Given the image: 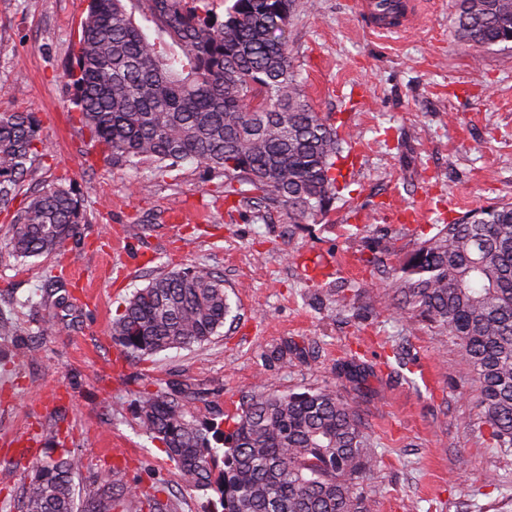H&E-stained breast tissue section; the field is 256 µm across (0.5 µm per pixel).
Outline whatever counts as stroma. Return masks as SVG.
<instances>
[{
  "mask_svg": "<svg viewBox=\"0 0 512 512\" xmlns=\"http://www.w3.org/2000/svg\"><path fill=\"white\" fill-rule=\"evenodd\" d=\"M87 0H0L1 112H31L46 155L27 191L64 179L89 218L79 245L82 279L64 278L65 329L41 335L42 301L67 253L19 261L0 211V311L17 327L0 336V459L12 440L60 428L92 476L113 468L126 486L164 483L172 512H203L163 449L133 413L137 390L184 383L201 392L198 417L235 413L256 384L285 393L333 386L352 398L375 445L364 486L374 512H512V454L493 446L471 367L448 337L397 309L390 278L371 270L388 246L396 268L435 225L512 202V43L473 52L455 33L456 0H423L417 23L397 33L365 26L359 0H319L298 12L291 49L316 111L342 140L348 184L316 222L260 219L255 205H213L219 182L185 163L160 178L148 169L87 163L92 145L63 76ZM432 210L414 216L422 199ZM127 242L112 256L113 238ZM198 265L224 279L234 317L220 335L144 360H125L112 321L158 273ZM295 343L300 355L279 359ZM355 353L373 369L363 388L336 375ZM496 473V484L486 477Z\"/></svg>",
  "mask_w": 512,
  "mask_h": 512,
  "instance_id": "1",
  "label": "stroma"
}]
</instances>
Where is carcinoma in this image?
<instances>
[{"label": "carcinoma", "instance_id": "obj_1", "mask_svg": "<svg viewBox=\"0 0 512 512\" xmlns=\"http://www.w3.org/2000/svg\"><path fill=\"white\" fill-rule=\"evenodd\" d=\"M200 0H88L65 72L71 110L112 166L144 163L163 176L190 160L221 179L225 202L274 209L288 223L325 214L343 186L342 145L329 116L309 103L294 64L290 28L298 0H232L217 13ZM153 25L144 34L137 19ZM456 35L480 51L512 43V0H459ZM46 145L34 115L0 113V208L20 200L10 245L18 258L66 250L88 223L74 187L35 195L23 183ZM398 305L451 339L472 367L494 447L512 452V202L436 225L404 261ZM232 313L224 280L205 267L159 273L112 321L129 359L208 342ZM337 373L359 384L355 359ZM201 393L173 385L135 394L143 433L181 482L216 502L214 512H372L364 490L374 467L370 435L338 390L274 393L258 384L232 416L191 410ZM82 456L60 445L31 461L26 512H76ZM165 489L138 494L97 475L82 512H170Z\"/></svg>", "mask_w": 512, "mask_h": 512}]
</instances>
